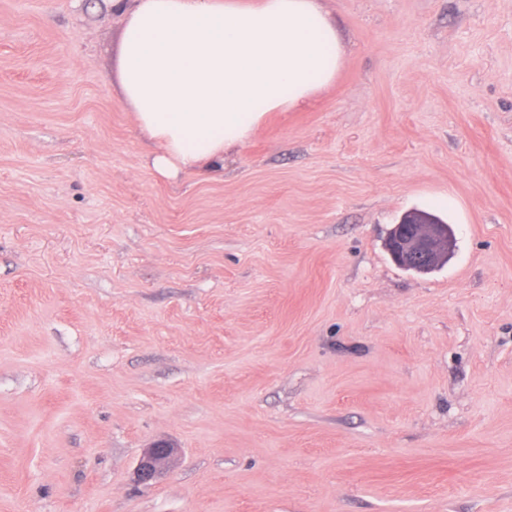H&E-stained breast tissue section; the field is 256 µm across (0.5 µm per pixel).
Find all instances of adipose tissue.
<instances>
[{
  "mask_svg": "<svg viewBox=\"0 0 512 512\" xmlns=\"http://www.w3.org/2000/svg\"><path fill=\"white\" fill-rule=\"evenodd\" d=\"M122 101L169 178L220 175L267 113L336 80L343 52L319 0H113Z\"/></svg>",
  "mask_w": 512,
  "mask_h": 512,
  "instance_id": "ef3b65f1",
  "label": "adipose tissue"
}]
</instances>
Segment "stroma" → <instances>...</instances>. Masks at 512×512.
I'll return each instance as SVG.
<instances>
[{
  "instance_id": "obj_1",
  "label": "stroma",
  "mask_w": 512,
  "mask_h": 512,
  "mask_svg": "<svg viewBox=\"0 0 512 512\" xmlns=\"http://www.w3.org/2000/svg\"><path fill=\"white\" fill-rule=\"evenodd\" d=\"M321 5L335 83L173 181L111 0H0V512H512V0ZM392 260L403 269L426 274L442 267L454 249V238L446 224H395L385 240ZM175 454V448L166 441L152 443L144 451L137 469L136 477L139 484L150 486L158 472L167 466Z\"/></svg>"
}]
</instances>
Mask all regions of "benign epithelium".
Listing matches in <instances>:
<instances>
[{
  "label": "benign epithelium",
  "mask_w": 512,
  "mask_h": 512,
  "mask_svg": "<svg viewBox=\"0 0 512 512\" xmlns=\"http://www.w3.org/2000/svg\"><path fill=\"white\" fill-rule=\"evenodd\" d=\"M385 248L392 260L403 269H414L426 274L442 267L454 249L451 229L445 224L398 223L385 240ZM175 448L166 441H157L147 448L136 469L139 484L149 486L158 472L167 466Z\"/></svg>",
  "instance_id": "benign-epithelium-1"
}]
</instances>
